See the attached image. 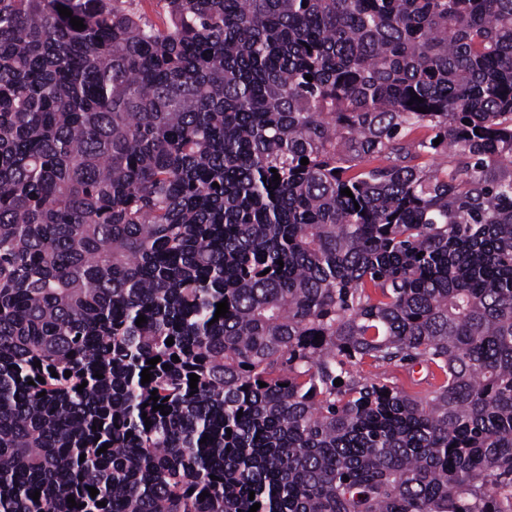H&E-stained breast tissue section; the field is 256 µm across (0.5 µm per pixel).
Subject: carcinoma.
Here are the masks:
<instances>
[{"mask_svg":"<svg viewBox=\"0 0 512 512\" xmlns=\"http://www.w3.org/2000/svg\"><path fill=\"white\" fill-rule=\"evenodd\" d=\"M142 2L0 0V512H512V0Z\"/></svg>","mask_w":512,"mask_h":512,"instance_id":"1","label":"carcinoma"}]
</instances>
